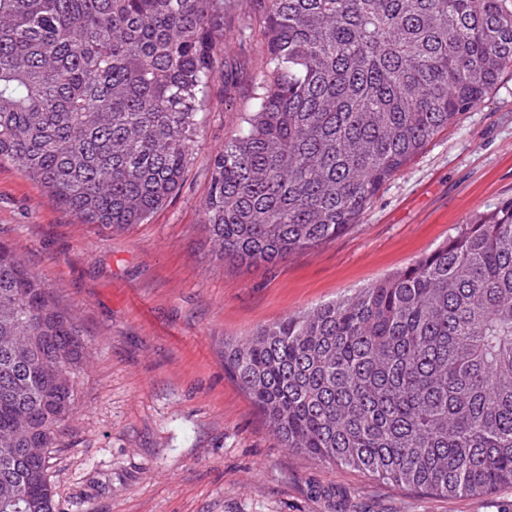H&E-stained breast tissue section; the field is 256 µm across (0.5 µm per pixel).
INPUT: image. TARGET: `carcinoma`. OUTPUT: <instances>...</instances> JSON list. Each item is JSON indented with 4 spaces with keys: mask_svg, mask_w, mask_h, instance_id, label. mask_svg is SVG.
<instances>
[{
    "mask_svg": "<svg viewBox=\"0 0 512 512\" xmlns=\"http://www.w3.org/2000/svg\"><path fill=\"white\" fill-rule=\"evenodd\" d=\"M254 108L208 160L204 228L276 264L512 74V0H252ZM224 0H0V164L85 224H142L180 189L222 73ZM84 332L0 244V512H56L48 450ZM284 447L446 496L512 488V201L356 296L224 341Z\"/></svg>",
    "mask_w": 512,
    "mask_h": 512,
    "instance_id": "1",
    "label": "carcinoma"
}]
</instances>
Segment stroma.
Here are the masks:
<instances>
[{
	"mask_svg": "<svg viewBox=\"0 0 512 512\" xmlns=\"http://www.w3.org/2000/svg\"><path fill=\"white\" fill-rule=\"evenodd\" d=\"M230 0L224 71L179 192L101 229L0 165V242L77 318L75 410L49 454L58 512H512V489L447 497L284 448L224 372V343L353 295L512 200V75L380 190L358 224L277 265H234L203 229L208 160L254 100L261 19Z\"/></svg>",
	"mask_w": 512,
	"mask_h": 512,
	"instance_id": "1",
	"label": "stroma"
}]
</instances>
